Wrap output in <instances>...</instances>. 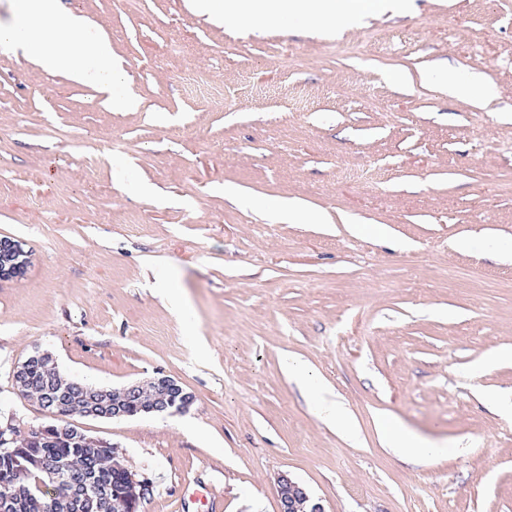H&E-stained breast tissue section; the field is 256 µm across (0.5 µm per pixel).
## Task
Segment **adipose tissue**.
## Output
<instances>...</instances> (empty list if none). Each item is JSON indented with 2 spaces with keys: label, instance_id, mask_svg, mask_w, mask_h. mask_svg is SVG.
<instances>
[{
  "label": "adipose tissue",
  "instance_id": "ef3b65f1",
  "mask_svg": "<svg viewBox=\"0 0 512 512\" xmlns=\"http://www.w3.org/2000/svg\"><path fill=\"white\" fill-rule=\"evenodd\" d=\"M354 0H224L226 19H273L284 14L349 18ZM87 22L80 13L62 8L61 0H13V15L0 24V47L34 55L47 73L66 72L81 83L93 84L105 105L115 111H135L139 96L127 83L108 39L86 38ZM380 430L398 453L431 461L436 448L393 417L383 418Z\"/></svg>",
  "mask_w": 512,
  "mask_h": 512
}]
</instances>
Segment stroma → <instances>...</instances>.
Here are the masks:
<instances>
[{"label":"stroma","instance_id":"1","mask_svg":"<svg viewBox=\"0 0 512 512\" xmlns=\"http://www.w3.org/2000/svg\"><path fill=\"white\" fill-rule=\"evenodd\" d=\"M404 2L256 33L194 0H63L135 112L0 50V237L30 253L0 283L1 425L53 423L12 383L41 350L71 380L193 393L71 417L152 481L144 512H279L283 472L325 512H512V0ZM441 66L495 96L441 91ZM385 416L441 454L397 456ZM148 383H132L111 390L92 388L96 398L112 406V419L143 414L186 412L194 395L168 376L154 377ZM135 406L134 413L129 408Z\"/></svg>","mask_w":512,"mask_h":512}]
</instances>
